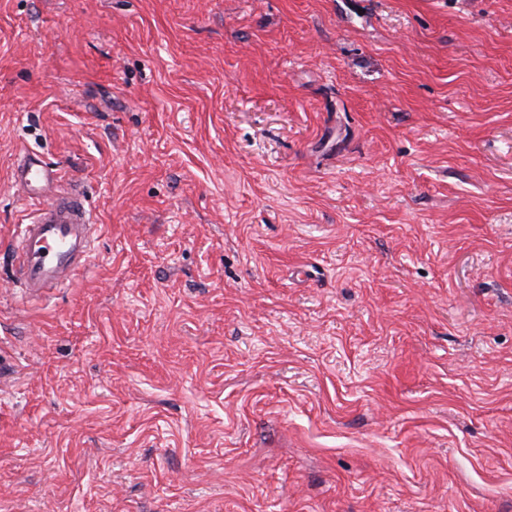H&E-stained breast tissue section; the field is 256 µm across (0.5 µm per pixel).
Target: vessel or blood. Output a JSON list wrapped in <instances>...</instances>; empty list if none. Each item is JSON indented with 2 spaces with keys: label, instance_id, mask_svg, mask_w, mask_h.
Returning a JSON list of instances; mask_svg holds the SVG:
<instances>
[{
  "label": "vessel or blood",
  "instance_id": "b4317fda",
  "mask_svg": "<svg viewBox=\"0 0 512 512\" xmlns=\"http://www.w3.org/2000/svg\"><path fill=\"white\" fill-rule=\"evenodd\" d=\"M14 183L36 207L28 223L16 229L12 275L24 295L39 296L86 268L97 226L80 189L61 182L40 156L26 154L18 160Z\"/></svg>",
  "mask_w": 512,
  "mask_h": 512
}]
</instances>
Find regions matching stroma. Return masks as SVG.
<instances>
[{
    "mask_svg": "<svg viewBox=\"0 0 512 512\" xmlns=\"http://www.w3.org/2000/svg\"><path fill=\"white\" fill-rule=\"evenodd\" d=\"M0 512H512V0H0ZM14 183L23 197L38 204L29 222L17 225L12 276L25 296H41L86 268L97 224L80 189L62 184L55 169L34 153L18 160Z\"/></svg>",
    "mask_w": 512,
    "mask_h": 512,
    "instance_id": "stroma-1",
    "label": "stroma"
}]
</instances>
